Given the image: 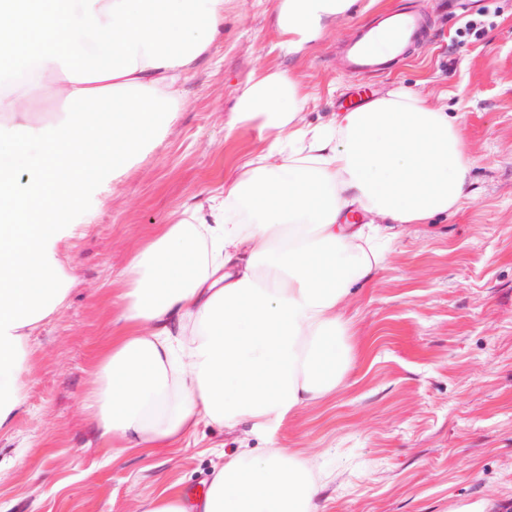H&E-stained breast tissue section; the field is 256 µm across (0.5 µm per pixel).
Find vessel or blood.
Here are the masks:
<instances>
[{
    "label": "vessel or blood",
    "mask_w": 512,
    "mask_h": 512,
    "mask_svg": "<svg viewBox=\"0 0 512 512\" xmlns=\"http://www.w3.org/2000/svg\"><path fill=\"white\" fill-rule=\"evenodd\" d=\"M426 35L425 21L414 11H394L379 22L364 27L342 51L346 70L369 76L389 69L406 58Z\"/></svg>",
    "instance_id": "1"
}]
</instances>
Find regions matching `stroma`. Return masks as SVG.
<instances>
[{"mask_svg": "<svg viewBox=\"0 0 512 512\" xmlns=\"http://www.w3.org/2000/svg\"><path fill=\"white\" fill-rule=\"evenodd\" d=\"M275 4L227 0L224 31L171 119L85 202L69 300L30 337L27 403L0 433V512H139L165 487H203L226 453L270 446L311 458L321 512H512V0H356L299 60L275 48ZM395 7L431 16L429 43L390 73L351 77L343 45ZM481 9L480 35L458 45ZM275 68L300 83L313 125L363 89L447 101L461 112L471 196L397 229L383 267L347 298L343 380L274 439L203 426L171 448L113 455L96 446L85 404L97 349L118 326L124 269L185 201L219 194L266 149L272 131L229 122L242 82Z\"/></svg>", "mask_w": 512, "mask_h": 512, "instance_id": "35a3bbf8", "label": "stroma"}]
</instances>
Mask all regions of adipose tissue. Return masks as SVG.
Here are the masks:
<instances>
[{
  "mask_svg": "<svg viewBox=\"0 0 512 512\" xmlns=\"http://www.w3.org/2000/svg\"><path fill=\"white\" fill-rule=\"evenodd\" d=\"M225 2L0 0V431L26 404L29 336L67 299L85 200L160 130ZM354 3L277 0L281 50L305 55ZM47 91L65 108L43 123L31 106ZM306 102L286 71L251 74L233 122L261 120L273 140L132 254L87 404L98 447L171 446L204 422L276 432L343 379L348 288L382 266V223L420 224L466 198L447 108L397 88L311 127ZM320 491L310 459L266 448L225 455L204 490L166 488L142 512H319Z\"/></svg>",
  "mask_w": 512,
  "mask_h": 512,
  "instance_id": "adipose-tissue-1",
  "label": "adipose tissue"
}]
</instances>
